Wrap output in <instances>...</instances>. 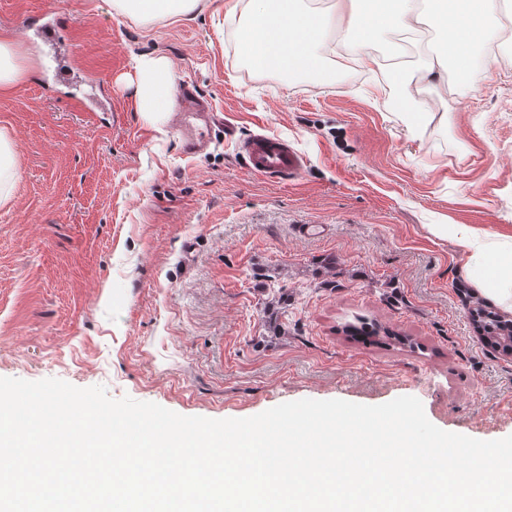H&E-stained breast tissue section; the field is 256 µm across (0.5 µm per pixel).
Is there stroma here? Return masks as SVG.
<instances>
[{
    "instance_id": "1",
    "label": "stroma",
    "mask_w": 512,
    "mask_h": 512,
    "mask_svg": "<svg viewBox=\"0 0 512 512\" xmlns=\"http://www.w3.org/2000/svg\"><path fill=\"white\" fill-rule=\"evenodd\" d=\"M225 0L139 21L111 0H0L24 73L0 94L14 179L0 204V377L104 386L185 416L246 418L284 402L418 398L442 430L512 435V355L469 317L480 294L453 234L512 240V38L471 49L488 78L420 82L409 125L368 65L259 71L234 50ZM66 25L69 57L29 20ZM162 55L238 137L305 158L258 177L217 141L183 150L128 77ZM320 224L304 238L298 225ZM287 336L273 338L266 303Z\"/></svg>"
}]
</instances>
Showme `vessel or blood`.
<instances>
[{"mask_svg":"<svg viewBox=\"0 0 512 512\" xmlns=\"http://www.w3.org/2000/svg\"><path fill=\"white\" fill-rule=\"evenodd\" d=\"M176 98L180 109L176 114L183 150L196 154L212 142L216 129H223L225 140L233 142L238 154L255 174L276 180L295 179L305 166L304 157L287 141L263 133L241 139L236 137L233 125H221L215 113L210 112L195 92L179 86Z\"/></svg>","mask_w":512,"mask_h":512,"instance_id":"obj_1","label":"vessel or blood"}]
</instances>
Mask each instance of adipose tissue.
I'll return each mask as SVG.
<instances>
[{"mask_svg": "<svg viewBox=\"0 0 512 512\" xmlns=\"http://www.w3.org/2000/svg\"><path fill=\"white\" fill-rule=\"evenodd\" d=\"M198 0H115L125 13L140 19L184 18ZM500 0H332L320 9L305 0H226L224 16L239 22L235 48L256 69L283 74L306 72L319 85L330 84L333 74L322 65L326 40L356 59H364L367 46L390 44L396 63L384 70V78L397 90L400 106L415 121L430 118L419 100L417 77H436L444 61H451L458 80L476 82L469 48L482 34L499 23ZM441 29L445 35L440 55H420L414 70L398 65L400 46L391 45L398 30ZM136 99L144 114L156 116L165 110L170 96L172 70L162 57L141 59ZM461 252L482 293L498 305L512 309V242L493 239L476 228L454 231Z\"/></svg>", "mask_w": 512, "mask_h": 512, "instance_id": "1", "label": "adipose tissue"}]
</instances>
